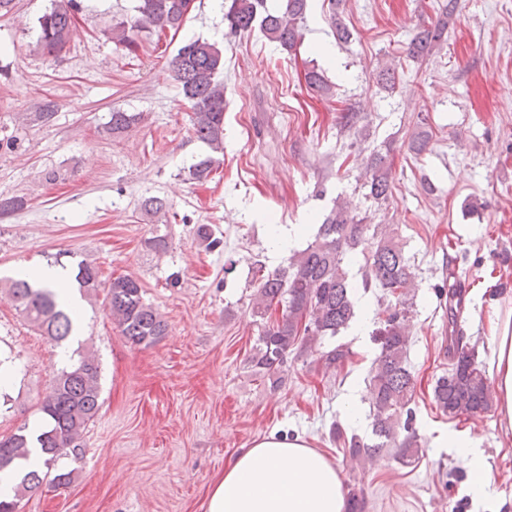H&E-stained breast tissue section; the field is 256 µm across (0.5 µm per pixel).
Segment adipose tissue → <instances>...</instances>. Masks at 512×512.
Segmentation results:
<instances>
[{"instance_id": "adipose-tissue-1", "label": "adipose tissue", "mask_w": 512, "mask_h": 512, "mask_svg": "<svg viewBox=\"0 0 512 512\" xmlns=\"http://www.w3.org/2000/svg\"><path fill=\"white\" fill-rule=\"evenodd\" d=\"M490 366L496 410L504 433L512 432V313L491 327ZM437 442L468 459L474 495L488 478L477 437L448 431ZM204 512H347L336 466L300 440L270 436L239 449L207 488Z\"/></svg>"}]
</instances>
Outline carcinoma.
Listing matches in <instances>:
<instances>
[{
  "label": "carcinoma",
  "mask_w": 512,
  "mask_h": 512,
  "mask_svg": "<svg viewBox=\"0 0 512 512\" xmlns=\"http://www.w3.org/2000/svg\"><path fill=\"white\" fill-rule=\"evenodd\" d=\"M133 15L101 30L108 41L133 51L142 32H178L189 14L190 0H134ZM308 0H285L279 11L266 8V0H222L224 21L230 34L260 28L263 35L285 50L296 48L302 38ZM340 0H329L336 36L350 40L351 32L338 15ZM457 0L437 4L435 22L420 28L407 48L408 57L425 61L448 33L455 21ZM82 11L80 0H53L52 8L38 18L37 47L55 63L64 61L75 18ZM183 99L189 104L194 136L205 143L213 155L189 166L190 180L209 177L224 154V51L215 41L195 38L186 41L168 61ZM142 119L140 112H111L108 132L119 137ZM420 117L408 144L409 151L422 154L428 144ZM389 154L373 151L366 164L365 178L369 195L382 206L391 191ZM360 252L365 260L362 287L379 288L395 304L383 310L384 318L376 329L378 354L370 378L371 435L350 436L335 429L336 440L343 443L351 456L374 462L389 450L402 465L416 462L421 447L414 430L413 409L415 379L408 361L409 334L407 315L413 305L415 272L409 258L387 228L371 229L359 214L344 202L336 206L320 224L315 240L301 252L289 257L288 265L262 273L253 294L251 313L262 322V329L249 363L253 371L273 377L283 371L293 351L319 352L325 368L336 369L350 357L348 347L337 345L318 351L322 340L335 337L356 317L351 298L348 255ZM76 280L84 290L98 286L99 270L80 261ZM5 288L27 322L41 335L60 343L75 331L76 315L57 305L53 291L37 286L25 278L5 280ZM109 314L122 336L133 346H148L165 335L167 324L161 314L143 299L140 284L132 277L118 276L108 287ZM281 310V316L270 313ZM448 372L441 375L433 388L437 407L450 419L473 417L494 407L485 369L478 361V351L453 331L448 337ZM101 368L95 353H78V359L55 377L49 393L41 403L48 429L37 436L47 454L43 467L28 472L8 502L0 501V512H20L22 498L44 486L67 487L75 469L59 468V461L76 463L83 457L81 444L100 408ZM30 437L26 428L0 435V471L28 458Z\"/></svg>",
  "instance_id": "carcinoma-1"
}]
</instances>
